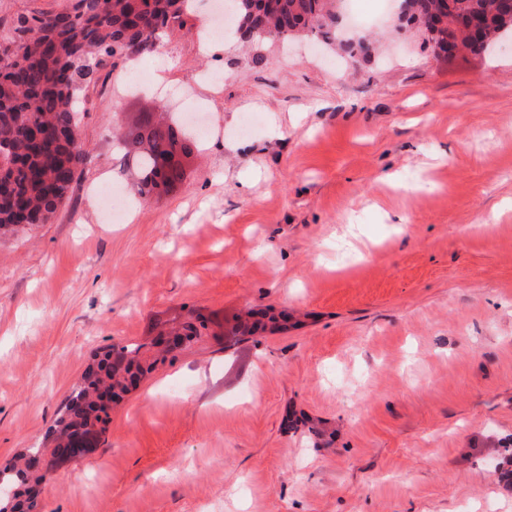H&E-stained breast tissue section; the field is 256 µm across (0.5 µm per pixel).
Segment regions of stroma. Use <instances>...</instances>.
<instances>
[{
  "label": "stroma",
  "mask_w": 512,
  "mask_h": 512,
  "mask_svg": "<svg viewBox=\"0 0 512 512\" xmlns=\"http://www.w3.org/2000/svg\"><path fill=\"white\" fill-rule=\"evenodd\" d=\"M211 10L104 70L70 201L0 237V463L98 349L270 307L287 330L147 374L43 512H512V50L437 58L409 32L367 58L204 55ZM184 104L213 133L136 200L112 132ZM207 323L208 319L201 314L191 316L172 326H170V320H165L161 325L159 334L166 333L184 336L183 346H185L203 335V330L207 329Z\"/></svg>",
  "instance_id": "35a3bbf8"
}]
</instances>
